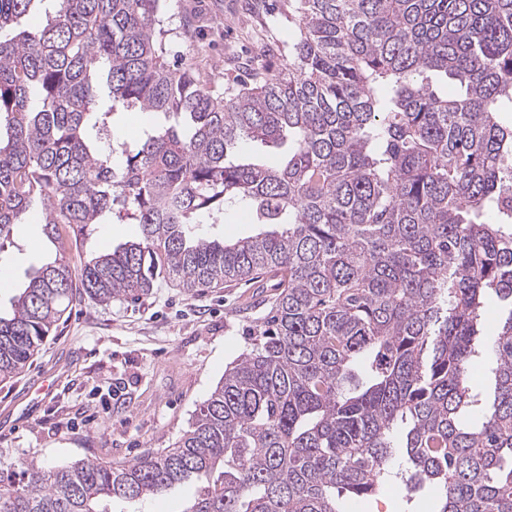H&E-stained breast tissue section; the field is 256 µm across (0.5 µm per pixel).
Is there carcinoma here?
<instances>
[{"label": "carcinoma", "mask_w": 512, "mask_h": 512, "mask_svg": "<svg viewBox=\"0 0 512 512\" xmlns=\"http://www.w3.org/2000/svg\"><path fill=\"white\" fill-rule=\"evenodd\" d=\"M40 2L0 0V239L36 211L55 257L0 312V382L77 300L160 278L278 294L172 447L0 470V512H112L186 483L183 512H347L390 482L437 487L435 512H512V0H295L282 71L221 90L166 63L162 0H56L31 28ZM129 107L163 120L114 143ZM234 206L263 229L200 233ZM106 215L140 236L73 264ZM482 355L490 399L469 382Z\"/></svg>", "instance_id": "cac0c4a2"}]
</instances>
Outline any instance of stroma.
<instances>
[{
    "label": "stroma",
    "instance_id": "35a3bbf8",
    "mask_svg": "<svg viewBox=\"0 0 512 512\" xmlns=\"http://www.w3.org/2000/svg\"><path fill=\"white\" fill-rule=\"evenodd\" d=\"M288 0H165L169 58L208 84L280 72L288 60ZM46 238L21 222L0 246L14 285L39 267ZM277 293L245 281L185 293L159 280L139 301L73 303L32 363L0 382V468L84 457L123 463L171 447L225 368L250 349ZM428 487L412 499L387 488L349 512H433Z\"/></svg>",
    "mask_w": 512,
    "mask_h": 512
}]
</instances>
